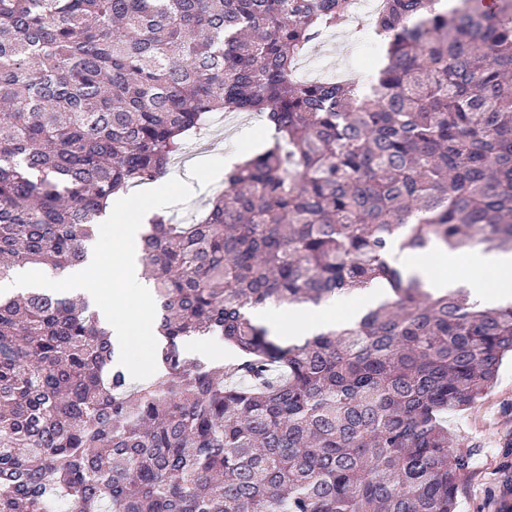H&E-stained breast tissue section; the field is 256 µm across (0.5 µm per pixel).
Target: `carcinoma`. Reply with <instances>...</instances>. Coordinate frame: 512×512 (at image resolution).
<instances>
[{
    "label": "carcinoma",
    "instance_id": "carcinoma-1",
    "mask_svg": "<svg viewBox=\"0 0 512 512\" xmlns=\"http://www.w3.org/2000/svg\"><path fill=\"white\" fill-rule=\"evenodd\" d=\"M351 0H0V280L81 263L121 192L212 112L271 145L192 224L141 233L164 338L140 384L79 296H0V512H454L512 305L395 266L512 251V0H384L369 90L299 80ZM381 286L355 324L281 339L253 316ZM214 336L209 368L181 342Z\"/></svg>",
    "mask_w": 512,
    "mask_h": 512
}]
</instances>
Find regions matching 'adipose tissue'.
Here are the masks:
<instances>
[{"instance_id":"adipose-tissue-1","label":"adipose tissue","mask_w":512,"mask_h":512,"mask_svg":"<svg viewBox=\"0 0 512 512\" xmlns=\"http://www.w3.org/2000/svg\"><path fill=\"white\" fill-rule=\"evenodd\" d=\"M453 252H434L432 260L415 257L406 251H394L392 262L416 275L426 288L446 292L458 288L468 292L472 301L483 307H495L512 303V252L490 253L472 250L468 257L465 275L450 274ZM256 316L274 331L283 335H312L335 327L337 324L334 305H306L291 309L263 308Z\"/></svg>"}]
</instances>
